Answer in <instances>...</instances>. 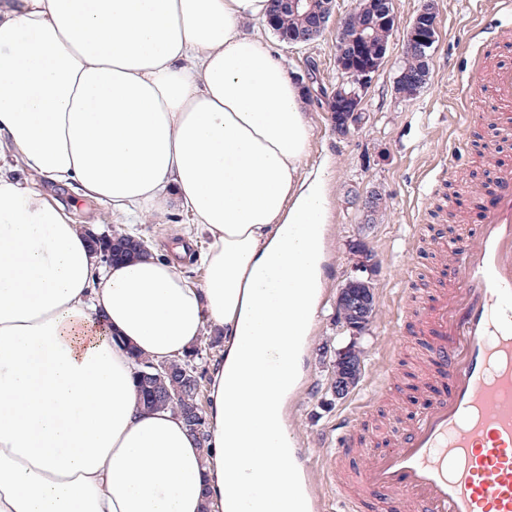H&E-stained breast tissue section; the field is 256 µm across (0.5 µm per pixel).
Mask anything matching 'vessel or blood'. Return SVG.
<instances>
[{"instance_id":"obj_1","label":"vessel or blood","mask_w":512,"mask_h":512,"mask_svg":"<svg viewBox=\"0 0 512 512\" xmlns=\"http://www.w3.org/2000/svg\"><path fill=\"white\" fill-rule=\"evenodd\" d=\"M488 28L496 51L512 48V0ZM469 93L483 115L512 131V64H474ZM478 223L454 249L434 243L446 276L417 309L414 328H395L394 347L418 336L428 376L420 409L398 431L359 440L372 406L345 421L323 484L339 488L347 512H512V166L495 168Z\"/></svg>"}]
</instances>
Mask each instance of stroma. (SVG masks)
I'll return each mask as SVG.
<instances>
[{"mask_svg":"<svg viewBox=\"0 0 512 512\" xmlns=\"http://www.w3.org/2000/svg\"><path fill=\"white\" fill-rule=\"evenodd\" d=\"M422 0H395L402 25L408 24ZM440 18L439 36L429 60L430 77L415 96L396 90L404 61L403 32L395 30L387 58L363 98L364 126L348 137H338L321 101L331 94L342 76L336 68V28L328 26L313 42L289 45L279 41L262 22L252 31L261 41L276 45L292 77L315 74L317 88L307 96L312 120V138L304 169L331 160L328 180L330 206L326 228L319 311L311 327L303 376L286 405L288 431L299 451L298 468L310 490L319 492L326 512H343L342 495L323 487L318 468L324 452L333 450L341 433L340 424L370 393H376L374 377L393 353L390 336L404 289H427L435 267L430 252L411 256L418 240L436 236L453 240L461 219L449 218L442 209L461 185L483 187L491 171L483 153L497 145L498 162L512 165V141L497 142L486 124H461L455 107L463 95L473 61L484 45L474 36L483 26L497 22V0H435ZM48 195L72 206L78 223L111 231L117 223L103 203L81 201L71 186L41 182ZM379 191L380 209L365 216L353 194ZM372 222L368 244L377 259L375 272L377 304L368 331L351 339L336 322V296L349 271L348 245L364 222ZM137 233L157 256H172L174 245L187 242L201 249L203 239L184 214L173 212L137 225ZM356 344L363 356V372L357 386L345 397H333L330 376L337 349ZM397 385L377 393L374 408L377 425L393 428L418 405L415 372L422 354L408 346L398 353Z\"/></svg>","mask_w":512,"mask_h":512,"instance_id":"obj_1","label":"stroma"}]
</instances>
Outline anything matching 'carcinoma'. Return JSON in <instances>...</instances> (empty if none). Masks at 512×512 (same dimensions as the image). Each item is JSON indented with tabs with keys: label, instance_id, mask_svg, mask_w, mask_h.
<instances>
[{
	"label": "carcinoma",
	"instance_id": "cac0c4a2",
	"mask_svg": "<svg viewBox=\"0 0 512 512\" xmlns=\"http://www.w3.org/2000/svg\"><path fill=\"white\" fill-rule=\"evenodd\" d=\"M269 26L286 43L308 32L306 20L288 8V0H270ZM392 27L391 23L376 27L374 38L366 44L368 54L373 55L389 44ZM403 67L407 75L401 81L399 91L412 96L420 88L415 76L426 72L427 67L414 54L405 56ZM97 241L101 260L106 263L138 255L145 250L143 240L135 239L120 230L101 232ZM201 353L202 348L197 347L182 359L161 364L139 357L136 362V385L140 404L147 410L168 406L180 415L185 412L193 413L196 427L189 429V432L204 447L207 443L208 422L200 400L202 374L198 372L197 360Z\"/></svg>",
	"mask_w": 512,
	"mask_h": 512
}]
</instances>
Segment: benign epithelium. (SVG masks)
Segmentation results:
<instances>
[{"instance_id":"obj_1","label":"benign epithelium","mask_w":512,"mask_h":512,"mask_svg":"<svg viewBox=\"0 0 512 512\" xmlns=\"http://www.w3.org/2000/svg\"><path fill=\"white\" fill-rule=\"evenodd\" d=\"M375 22L350 35L348 21H343L337 31L335 59L336 68L343 80L328 98L327 108L331 125L337 134L349 135L365 120L362 112L364 92L371 84L374 76L383 65L387 49L381 48L378 56L367 63L357 62L360 47L373 38L371 30L375 24L384 23L395 16L394 0H370ZM335 15V0H322L321 11L312 19L309 26V37L314 38L322 32ZM439 31L438 13L434 0H425L421 9L409 24L404 35V44L422 59L430 58V50L437 40ZM371 224L362 225V234L350 244V273L339 289L337 300L341 309L336 313L337 319L345 323L351 338L363 335L374 316L375 295L373 273L377 261L370 249L366 234ZM361 366L359 353L349 352L348 373L333 382V394L336 398H344L354 387L358 369Z\"/></svg>"}]
</instances>
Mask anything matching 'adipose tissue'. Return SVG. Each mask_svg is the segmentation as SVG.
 <instances>
[{"mask_svg":"<svg viewBox=\"0 0 512 512\" xmlns=\"http://www.w3.org/2000/svg\"><path fill=\"white\" fill-rule=\"evenodd\" d=\"M270 0H0V512H310L284 407L316 315L328 165L304 90L246 32ZM206 240L103 263L32 175ZM219 331L199 447L132 352Z\"/></svg>","mask_w":512,"mask_h":512,"instance_id":"ef3b65f1","label":"adipose tissue"}]
</instances>
